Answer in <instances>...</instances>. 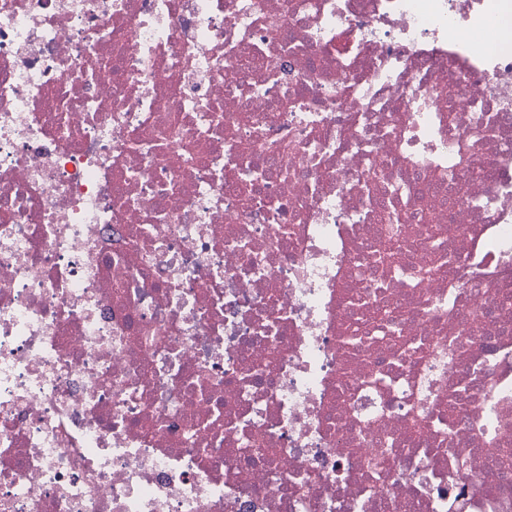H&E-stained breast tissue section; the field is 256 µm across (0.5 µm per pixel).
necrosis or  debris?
<instances>
[{"label": "necrosis or debris", "instance_id": "1", "mask_svg": "<svg viewBox=\"0 0 512 512\" xmlns=\"http://www.w3.org/2000/svg\"><path fill=\"white\" fill-rule=\"evenodd\" d=\"M511 21L0 0V512H512Z\"/></svg>", "mask_w": 512, "mask_h": 512}]
</instances>
